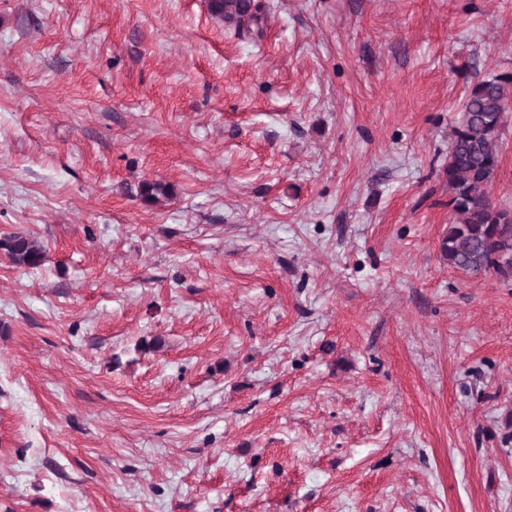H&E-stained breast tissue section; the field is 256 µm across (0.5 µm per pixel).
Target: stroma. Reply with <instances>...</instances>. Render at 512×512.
Masks as SVG:
<instances>
[{
    "instance_id": "stroma-1",
    "label": "stroma",
    "mask_w": 512,
    "mask_h": 512,
    "mask_svg": "<svg viewBox=\"0 0 512 512\" xmlns=\"http://www.w3.org/2000/svg\"><path fill=\"white\" fill-rule=\"evenodd\" d=\"M259 2L0 0V512H512V281L440 249L512 0ZM253 0H208L211 16L225 26L240 29L247 24L259 26L262 21ZM0 248L6 251L12 263L35 268L41 265L43 250L37 241L22 235H13L0 240Z\"/></svg>"
}]
</instances>
